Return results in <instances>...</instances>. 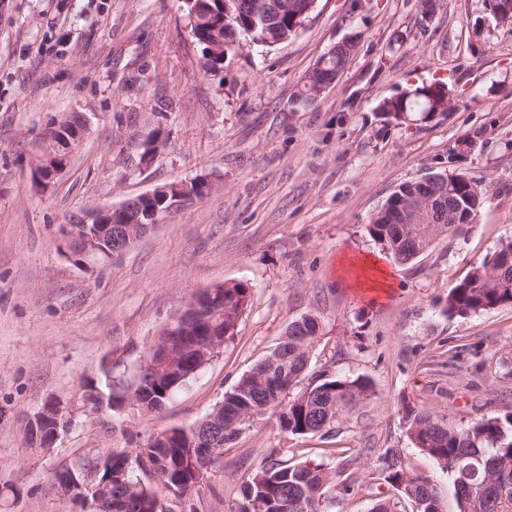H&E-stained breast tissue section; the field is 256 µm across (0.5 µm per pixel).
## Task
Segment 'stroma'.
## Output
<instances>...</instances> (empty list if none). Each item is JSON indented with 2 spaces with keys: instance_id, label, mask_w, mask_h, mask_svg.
Instances as JSON below:
<instances>
[{
  "instance_id": "obj_1",
  "label": "stroma",
  "mask_w": 512,
  "mask_h": 512,
  "mask_svg": "<svg viewBox=\"0 0 512 512\" xmlns=\"http://www.w3.org/2000/svg\"><path fill=\"white\" fill-rule=\"evenodd\" d=\"M343 41L355 45L345 68L304 96L307 74ZM203 64L181 0L0 7V489L20 491L10 512H80L57 472L199 421L307 315L321 324L311 370L367 377L371 396L326 433L254 418L200 490L169 498L171 512H238L242 484L278 448L352 481L325 512L397 498L392 456L455 512L447 474L414 446L403 411L452 426L512 413V306L443 311L512 239V25L496 24L487 0H316L287 42L243 37L219 68ZM436 81L453 86L447 113L382 116L385 99ZM74 112L92 125L42 190L32 170L43 135ZM154 134L165 145L143 161ZM451 165L487 202L467 231L395 260L369 236L372 215L400 184ZM201 175L215 192L107 266L81 270L59 252L63 225L92 207ZM239 282L251 294L234 338L162 411H89L84 385L103 366L133 368L191 299ZM47 401L68 424L45 450L28 428Z\"/></svg>"
}]
</instances>
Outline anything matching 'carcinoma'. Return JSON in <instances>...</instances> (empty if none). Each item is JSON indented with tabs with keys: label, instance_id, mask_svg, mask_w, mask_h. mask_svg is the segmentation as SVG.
<instances>
[{
	"label": "carcinoma",
	"instance_id": "carcinoma-1",
	"mask_svg": "<svg viewBox=\"0 0 512 512\" xmlns=\"http://www.w3.org/2000/svg\"><path fill=\"white\" fill-rule=\"evenodd\" d=\"M213 23L194 36L202 49L215 39L224 40L226 50L235 48L239 35L268 45L294 35L296 10L275 9L253 20L246 0H239V13L224 17V0L200 4ZM352 51L348 45L335 48L327 57L319 77L333 80L346 66ZM443 82L421 84L388 98L380 105L382 114L404 121L418 113L429 119L451 97ZM439 194L425 224H408L405 216L410 198L422 194L419 186L406 182L398 186L367 226L369 235L400 262L425 252L440 235L450 237L470 227L487 198V190L465 173H442L432 185ZM250 300V288L235 283L209 292V307L197 313L191 329L174 328L160 337L163 346L177 358L171 365L150 374L139 372L136 392L129 378L112 369L85 385L84 401L90 410L106 401L110 410H134L150 414L163 409L170 398L186 387L204 367L197 345L202 340L227 342ZM512 306V239L502 242L493 257L475 267L448 293L444 312L465 317L500 306ZM320 331L315 316L293 322L283 340L231 391L224 393L200 423V430H174L172 435H152L134 456L150 464V476L143 479L126 452H116L105 461L89 460L83 467L99 470L98 479L112 482V512H157L158 499L151 482L160 481L177 491L196 480V466L209 465L210 453L199 448L195 437L228 443L252 418L271 413L280 429L295 435L330 431L340 414L370 396L367 379L338 378L327 370L312 382L300 386L307 370L309 349ZM407 433L414 445L431 457L448 474L458 512H512V414L482 419L464 427H452L414 407L404 410ZM388 480L400 494L397 501L385 500L372 512H398L401 501L415 504L416 512H445L430 481L401 466H389ZM338 486V472L316 461L290 464L273 459L262 464L241 488L239 512H324L323 505Z\"/></svg>",
	"mask_w": 512,
	"mask_h": 512
}]
</instances>
